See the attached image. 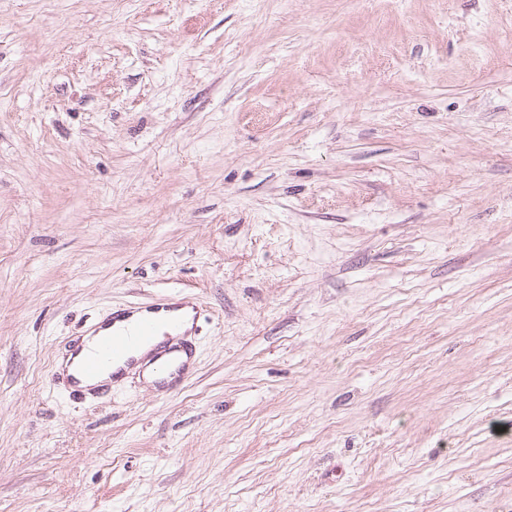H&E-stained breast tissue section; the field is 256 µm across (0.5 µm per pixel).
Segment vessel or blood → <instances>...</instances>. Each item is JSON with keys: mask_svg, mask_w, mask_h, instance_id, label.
Returning a JSON list of instances; mask_svg holds the SVG:
<instances>
[{"mask_svg": "<svg viewBox=\"0 0 512 512\" xmlns=\"http://www.w3.org/2000/svg\"><path fill=\"white\" fill-rule=\"evenodd\" d=\"M200 307H186L178 295L159 293L145 303L130 304L112 312L108 320L94 324V344L87 351L70 347L63 361L75 373L57 371L65 392L74 400L83 393L107 392L116 379L133 366V355L150 348L155 385L170 395L177 382L192 370L193 345L187 341L186 318H199Z\"/></svg>", "mask_w": 512, "mask_h": 512, "instance_id": "b4317fda", "label": "vessel or blood"}]
</instances>
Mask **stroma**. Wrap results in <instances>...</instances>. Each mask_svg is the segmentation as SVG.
<instances>
[{"instance_id": "stroma-1", "label": "stroma", "mask_w": 512, "mask_h": 512, "mask_svg": "<svg viewBox=\"0 0 512 512\" xmlns=\"http://www.w3.org/2000/svg\"><path fill=\"white\" fill-rule=\"evenodd\" d=\"M0 512H512V0H0ZM184 308L191 313L192 325L190 322L187 325H191L190 329L185 328L184 313L180 312ZM200 314L199 306H188L179 295L171 293L153 294L148 302L125 305L112 311L107 321L90 327L94 336L85 335L80 343L86 347L95 339V335L98 337L76 361L81 347H76L77 343L69 346L55 375L61 379L65 392L72 400H80L86 394H103L116 379L125 375L122 365L131 367L135 364V352L144 347H154L150 350L149 362L154 365L155 385L159 392L168 396L177 382L192 370L193 345L187 340L175 346L168 345V342L156 344V341L160 336H191ZM73 364L81 377L100 380L92 387L82 389L80 381L67 373ZM106 374L107 378H101Z\"/></svg>"}]
</instances>
